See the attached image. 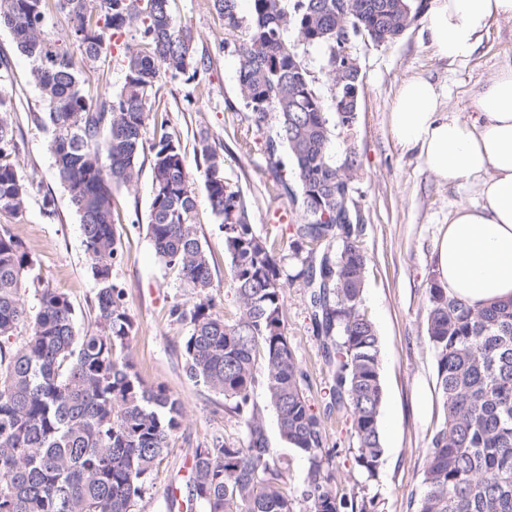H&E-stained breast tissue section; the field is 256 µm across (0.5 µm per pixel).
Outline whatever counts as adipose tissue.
<instances>
[{
  "instance_id": "1",
  "label": "adipose tissue",
  "mask_w": 512,
  "mask_h": 512,
  "mask_svg": "<svg viewBox=\"0 0 512 512\" xmlns=\"http://www.w3.org/2000/svg\"><path fill=\"white\" fill-rule=\"evenodd\" d=\"M426 31L436 56L472 54L490 25L512 21V0H431ZM475 117L443 109L430 80L401 83L390 111L397 142L417 152L444 185L467 186L480 205L459 203L439 241L436 273L449 295L472 304L512 299V60L474 95Z\"/></svg>"
}]
</instances>
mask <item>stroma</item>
Here are the masks:
<instances>
[{"instance_id": "obj_1", "label": "stroma", "mask_w": 512, "mask_h": 512, "mask_svg": "<svg viewBox=\"0 0 512 512\" xmlns=\"http://www.w3.org/2000/svg\"><path fill=\"white\" fill-rule=\"evenodd\" d=\"M170 11L175 24L191 27L197 53L208 58L209 64L193 75L163 78L149 109L165 116L186 149H193L200 129H208L224 150L225 177L239 186L249 202L254 231L263 237L277 236L280 216L297 224L301 215L274 194L263 149L256 147L246 154L239 148L247 111L238 96L237 45L226 41L224 19L212 0H170ZM423 26L418 19L395 41L353 44L351 54L360 72L359 108L351 130L337 129L331 143L337 156L352 147L361 161L350 199L362 214L359 241L368 256L363 308L377 330L381 349L384 456L377 477L369 480L358 471L349 429L332 417L326 420L327 446L335 451L337 494L375 498L379 512H411L410 497L420 489L425 454L439 423L435 366L424 342L427 278L436 271L437 245L450 212L458 203L478 200L467 187L440 184L415 152L401 149L391 133V106L401 82L420 76L442 92L444 109L468 114L477 90L512 58V22L492 23L479 48L453 64L434 54L423 36ZM287 38L295 42L326 112H335L334 83L325 67V50L298 41L292 30ZM72 58L81 65L86 95L114 93L122 87L126 75L122 50H113L88 66L80 51H73ZM30 68L8 29L0 27V93L12 102L10 118L18 142L15 160L31 185L23 218L0 212V226H8L22 241L41 287L68 294L82 321L94 298L95 284L88 271L79 218L66 191L52 176L49 132L34 119L45 107L30 80ZM151 195L147 166L134 186L113 191L115 229L122 243V257L113 273L126 289V305L134 323L132 352L140 375L147 382L164 385L186 407V421L171 438L168 453L146 483L137 506V512H168L172 489L186 487L181 468L196 446L215 435L236 444L243 433L223 396L185 375L182 344L188 329L171 322L169 310L174 303L188 301L191 290L156 257L146 224ZM47 197L53 201L49 214L43 209ZM197 221L199 236L212 257L214 281L223 284L228 272L224 233L206 204H199ZM278 245L286 278L288 338L308 375L307 394L318 406L331 377L301 276L304 257L294 253L288 239L279 238ZM254 399L264 412L268 446L283 472L282 490L293 499L295 512H309L310 505L302 496L307 462L280 439L275 410L265 391L256 389Z\"/></svg>"}]
</instances>
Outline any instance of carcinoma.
<instances>
[{"instance_id":"obj_1","label":"carcinoma","mask_w":512,"mask_h":512,"mask_svg":"<svg viewBox=\"0 0 512 512\" xmlns=\"http://www.w3.org/2000/svg\"><path fill=\"white\" fill-rule=\"evenodd\" d=\"M71 22L69 41H49L42 27L49 0H0V25L32 63L30 78L46 111L35 120L51 131L54 176L80 217L88 269L95 284L90 323L77 328L69 297L37 288L21 241L0 229V512H135L145 482L165 457L185 420L184 403L136 370L134 324L125 287L113 277L122 243L114 228L113 186L134 185L140 158L150 161L152 199L147 231L155 254L192 290L175 303L171 320L189 326L184 371L231 402L244 440L222 437L195 448L185 503L205 512H295L282 491V473L268 448L253 394L262 386L276 411L280 438L307 460L303 498L310 512H377L373 498L338 497L327 427L306 394L286 328L285 282L275 241L255 233L247 200L224 177V153L205 131L189 162L166 120L145 139L147 100L162 77L204 69L194 36L173 23L169 0H54ZM248 20L238 0H213L226 39L238 50V92L248 110L240 149L263 144L277 195L302 212L292 244L307 251L302 270L332 383L325 410L350 423L355 465L377 475L384 455L379 428L384 400L380 342L362 302L367 256L360 227L336 214V196L350 187L358 159L341 164L329 147L328 113L298 65L297 38L336 53L357 37L378 43L402 35L426 0H250ZM126 33L140 49L127 56L116 93L83 94L70 46L95 64ZM0 94V212L23 216L30 193L11 155L9 112ZM291 162L292 177L282 175ZM224 229L230 259L224 288L239 315L224 318L210 258L196 222V186ZM35 288L36 305L26 303ZM425 342L436 367L441 420L432 436L413 512H512V300L471 305L448 295L438 277L427 288Z\"/></svg>"}]
</instances>
